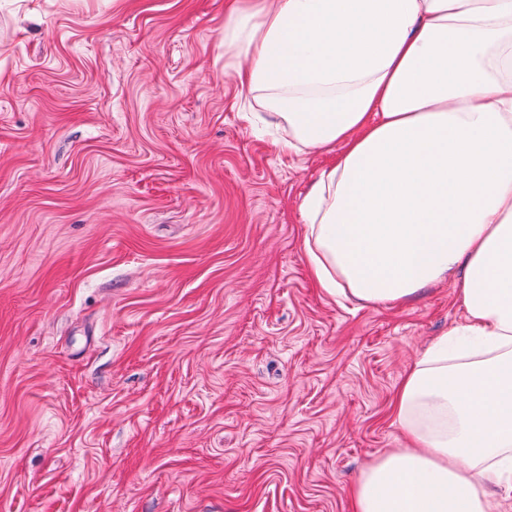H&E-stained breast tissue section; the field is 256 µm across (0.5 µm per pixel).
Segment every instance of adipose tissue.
Wrapping results in <instances>:
<instances>
[{
  "label": "adipose tissue",
  "mask_w": 512,
  "mask_h": 512,
  "mask_svg": "<svg viewBox=\"0 0 512 512\" xmlns=\"http://www.w3.org/2000/svg\"><path fill=\"white\" fill-rule=\"evenodd\" d=\"M232 76L285 152L329 293L406 303L459 274L465 316L403 379L405 444L352 512H502L512 484V0H228Z\"/></svg>",
  "instance_id": "ef3b65f1"
}]
</instances>
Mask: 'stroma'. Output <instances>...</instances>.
Segmentation results:
<instances>
[{
  "instance_id": "35a3bbf8",
  "label": "stroma",
  "mask_w": 512,
  "mask_h": 512,
  "mask_svg": "<svg viewBox=\"0 0 512 512\" xmlns=\"http://www.w3.org/2000/svg\"><path fill=\"white\" fill-rule=\"evenodd\" d=\"M224 2L0 0V512H352L464 316L316 286Z\"/></svg>"
}]
</instances>
